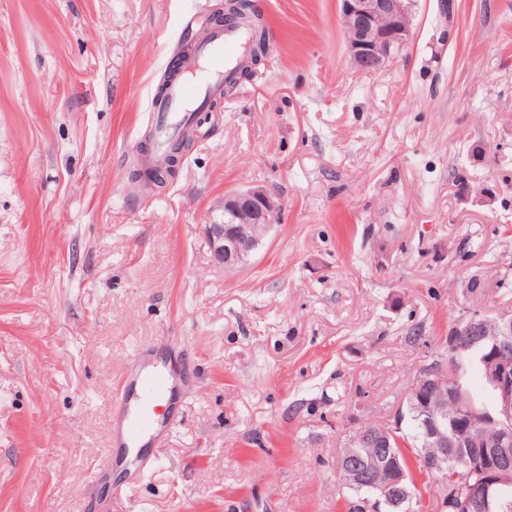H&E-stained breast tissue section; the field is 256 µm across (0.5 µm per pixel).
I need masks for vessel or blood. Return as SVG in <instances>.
I'll list each match as a JSON object with an SVG mask.
<instances>
[{
	"mask_svg": "<svg viewBox=\"0 0 512 512\" xmlns=\"http://www.w3.org/2000/svg\"><path fill=\"white\" fill-rule=\"evenodd\" d=\"M249 41L247 28L239 24L211 29L200 38L179 76L160 97L149 100L154 143L151 151L139 153V165L152 168L164 163L171 142L191 136L192 113L223 97L224 85L236 78ZM134 359L138 371L116 400L123 415L116 431L118 450L111 456L112 462L132 475L138 473L140 459L131 454V447L165 424L175 390L171 370L152 350L138 349Z\"/></svg>",
	"mask_w": 512,
	"mask_h": 512,
	"instance_id": "vessel-or-blood-1",
	"label": "vessel or blood"
}]
</instances>
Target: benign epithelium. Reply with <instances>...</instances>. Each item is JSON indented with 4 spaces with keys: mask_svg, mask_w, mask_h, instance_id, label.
I'll return each instance as SVG.
<instances>
[{
    "mask_svg": "<svg viewBox=\"0 0 512 512\" xmlns=\"http://www.w3.org/2000/svg\"><path fill=\"white\" fill-rule=\"evenodd\" d=\"M415 0H340L339 16L347 49L354 65L364 71L377 72L387 60L408 44L413 27ZM220 214L211 215L206 225V238L213 256L222 267L243 262L257 249L274 225L280 212L278 201L266 190L251 187L224 195ZM497 329L486 332L484 317L473 312L461 317L449 332L448 350L462 340L480 346L482 362L494 387L497 409L508 421L498 438L489 443L481 437V415L472 410L459 391L448 387V400L457 404L453 424L443 417V406L426 402L419 408L428 428L429 445L437 453L421 457L425 469L436 476L448 471V449L458 452V460L473 466L480 480L469 487L465 500L452 502L439 498L447 512H489L490 493L498 486L512 484V314L497 316ZM445 368L441 364L422 368L415 374L414 391L436 393L442 387ZM402 424L401 412L393 420L363 434L355 430L347 438L337 468L343 486L369 485L372 498L364 500L368 512H405L415 494L395 460L385 455L390 439L396 437ZM380 469L384 481L370 483L371 473Z\"/></svg>",
    "mask_w": 512,
    "mask_h": 512,
    "instance_id": "7a95c632",
    "label": "benign epithelium"
}]
</instances>
